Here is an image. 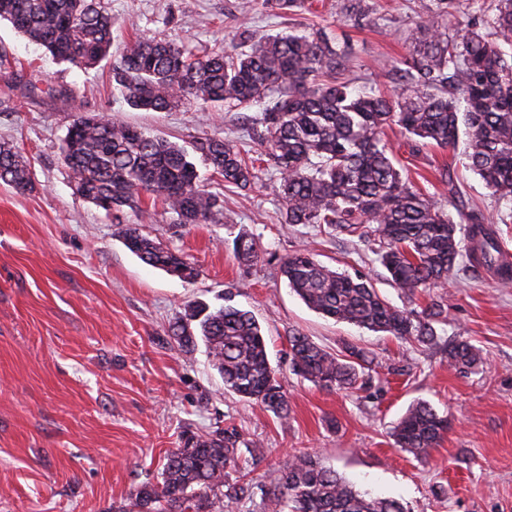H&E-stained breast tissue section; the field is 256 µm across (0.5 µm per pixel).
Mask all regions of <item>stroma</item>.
<instances>
[{
  "label": "stroma",
  "mask_w": 512,
  "mask_h": 512,
  "mask_svg": "<svg viewBox=\"0 0 512 512\" xmlns=\"http://www.w3.org/2000/svg\"><path fill=\"white\" fill-rule=\"evenodd\" d=\"M116 42L134 37L182 40L209 51L238 26L260 34L324 28L352 59L347 77L389 94L392 60L418 0H363L361 22L349 0H297L282 11L273 0H102ZM0 142L13 144L33 172L32 189L0 183V512H112L136 486L161 480L165 455L184 434L222 428L239 441L238 474L253 494L235 512H261L266 492L288 461L311 453L357 489L401 501L409 512H512V288L494 271H458L446 289L448 323L428 349L323 317L286 286L283 257L305 248L321 263L368 274L393 305L400 292L386 280L368 243L335 237L314 224L289 226L279 216V176L264 167L249 190L210 175L224 201L226 224H180L162 203L124 214L163 246L194 263L187 283L141 262L122 244L111 215L76 196L61 161L75 115L101 114L192 149L195 140H233L249 157L254 111L188 102L168 112L131 109L115 92L112 63L91 69L60 63L0 20ZM400 165L421 192L453 210L455 200L482 210L512 254V205L497 201L468 169L466 142L411 149L399 128L385 131ZM447 167L448 182L435 171ZM458 199L448 195L449 187ZM266 252L251 267L235 259L239 231ZM251 310L263 327L272 365L288 395L281 419L224 388L204 347L181 352L168 336L187 302L225 299ZM326 349L370 348L374 372L354 392L325 390L293 374L288 333ZM478 348L476 373L449 371L444 346L457 339ZM446 416L450 429L428 461L398 451L391 430L416 401ZM264 450L253 462L250 445Z\"/></svg>",
  "instance_id": "stroma-1"
}]
</instances>
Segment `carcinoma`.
I'll list each match as a JSON object with an SVG mask.
<instances>
[{
    "mask_svg": "<svg viewBox=\"0 0 512 512\" xmlns=\"http://www.w3.org/2000/svg\"><path fill=\"white\" fill-rule=\"evenodd\" d=\"M489 37L475 22L455 21L453 0H421L407 37L409 54L393 61L399 91L385 96L339 78L350 57L322 30L260 35L242 26L224 51L199 55L184 42L137 39L112 62L113 81L134 109L163 112L185 100L259 108L248 130L280 175L284 224H319L359 240L373 238L375 262L407 303L444 288L465 257L472 267L493 269L503 288L512 286V263L483 213L453 218L402 175L383 139L395 125L412 147L456 143L465 127L469 168L492 196L512 204V61L499 39L512 42V0H498ZM0 19L53 58L90 68L111 57L112 16L98 0H0ZM195 151L224 184L248 190L259 180L255 161L233 141L205 137ZM63 164L81 198L99 209L141 210L144 195L163 201L180 224H217L224 201L201 184L182 147L134 126L81 114L63 139ZM0 181L19 191L33 186L29 163L0 143ZM125 247L144 263L190 282L198 270L136 226L121 228ZM239 264L264 256L246 232L233 239ZM290 288L326 318L427 347L438 343L437 326L448 321V300L433 299L421 312L387 301L373 281L338 272L299 249L280 261ZM171 337L186 353L203 342L224 389L281 417L288 400L272 366L264 331L251 311L224 303L189 302ZM296 375L329 390H356L373 371L375 357L345 343L331 352L304 334H288ZM448 369L472 372L483 364L466 340L445 350ZM448 433V419L427 402L412 404L393 426L401 451L425 462ZM238 466L235 436L219 428L190 434L166 457L162 482L144 484L118 512H232L250 496V482L228 479ZM262 512H406L394 498L357 490L336 470L309 454L295 456L278 485L265 495Z\"/></svg>",
    "mask_w": 512,
    "mask_h": 512,
    "instance_id": "1",
    "label": "carcinoma"
}]
</instances>
